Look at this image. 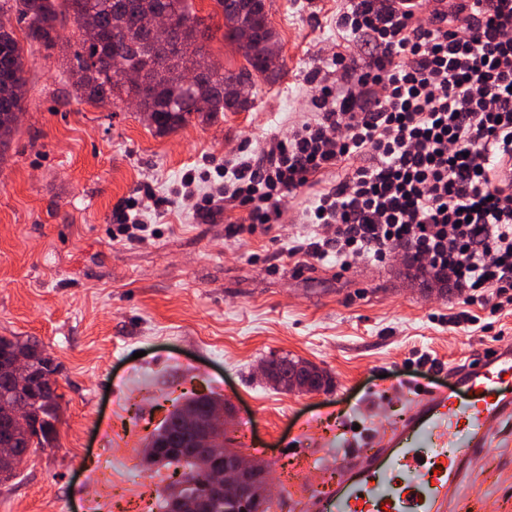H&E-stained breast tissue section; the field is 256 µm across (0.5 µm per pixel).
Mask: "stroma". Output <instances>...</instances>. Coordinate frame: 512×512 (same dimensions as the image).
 I'll use <instances>...</instances> for the list:
<instances>
[{"instance_id": "obj_1", "label": "stroma", "mask_w": 512, "mask_h": 512, "mask_svg": "<svg viewBox=\"0 0 512 512\" xmlns=\"http://www.w3.org/2000/svg\"><path fill=\"white\" fill-rule=\"evenodd\" d=\"M211 27V61L247 62L224 40L216 0H192ZM344 0H267L284 55L280 78L254 76L252 106L210 123L156 134L140 112L77 97L68 66L78 48L66 22L51 50L25 38L27 110L0 165V336L37 340L60 366L54 447L27 457L0 484V512H159L172 470L147 465L150 434L197 395L230 413L225 447L242 431L268 448L269 512H306L320 487L342 481L339 458L373 447L404 420L419 387L450 389L449 365L512 345V310L462 307L457 291L405 282L401 253L344 270L335 258L298 266L291 248L318 232L287 200L283 223L229 238L245 210L216 203L211 216L177 199L182 176L208 191L218 168L260 154L305 119L313 61L331 56ZM148 191L157 227L145 243L113 239L120 203ZM468 310L471 320L450 319ZM326 369L334 387L315 395L263 385L271 356ZM466 473L453 512H512V418Z\"/></svg>"}]
</instances>
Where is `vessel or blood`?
Instances as JSON below:
<instances>
[{"label":"vessel or blood","instance_id":"b4317fda","mask_svg":"<svg viewBox=\"0 0 512 512\" xmlns=\"http://www.w3.org/2000/svg\"><path fill=\"white\" fill-rule=\"evenodd\" d=\"M448 374L454 392L419 391L398 427L349 453L346 479L318 490L309 512H447L466 464L493 445L490 425L512 415V349L487 350Z\"/></svg>","mask_w":512,"mask_h":512}]
</instances>
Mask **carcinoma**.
I'll return each instance as SVG.
<instances>
[{"label": "carcinoma", "mask_w": 512, "mask_h": 512, "mask_svg": "<svg viewBox=\"0 0 512 512\" xmlns=\"http://www.w3.org/2000/svg\"><path fill=\"white\" fill-rule=\"evenodd\" d=\"M224 15V40L245 50L249 67L237 74L212 69L202 40L205 31L191 10L188 0H0V14L12 13L26 24L27 38L49 50L58 43V30L68 19L91 17V29H80L81 50L75 52L69 68L76 77V92L93 104L124 105L133 99L138 103L145 121L159 135L168 134L196 119L201 123L212 120L220 112L246 111L249 98L225 91L226 84H244L258 74L269 82L279 79L283 48L279 34L271 26L266 0H218ZM168 11L175 17L168 46L158 50L148 46L147 37L139 27L143 15ZM176 53L186 69L187 83L175 84L160 79L140 86L123 81L117 74L116 62L153 68ZM27 63L24 51L12 30L0 24V93L13 85L26 86ZM199 98L211 101L206 111L196 109ZM26 110L25 95L0 96V113L21 114ZM12 119L0 120V164L17 132ZM19 349L30 355L42 350L38 341L22 340L17 336H0V351ZM59 395L49 393L38 399L12 394L0 400V411L13 417L16 427L29 431L20 435L12 451L28 455L36 448H51L56 439L59 420ZM222 403L220 399L196 396L175 408L151 433L148 441H161L171 433L182 432L191 440L189 431L182 429L183 415L191 408ZM198 448H173L147 458V462L174 469L182 468V489L185 498L193 499L201 491L203 475L196 464Z\"/></svg>", "instance_id": "carcinoma-1"}]
</instances>
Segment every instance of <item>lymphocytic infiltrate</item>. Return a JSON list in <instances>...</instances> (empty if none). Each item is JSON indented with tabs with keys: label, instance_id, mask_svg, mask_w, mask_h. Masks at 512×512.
<instances>
[{
	"label": "lymphocytic infiltrate",
	"instance_id": "lymphocytic-infiltrate-1",
	"mask_svg": "<svg viewBox=\"0 0 512 512\" xmlns=\"http://www.w3.org/2000/svg\"><path fill=\"white\" fill-rule=\"evenodd\" d=\"M342 38L314 62L311 113L224 170L247 211L227 236L282 223L327 233L306 257L402 252L465 304L512 307V0H347Z\"/></svg>",
	"mask_w": 512,
	"mask_h": 512
}]
</instances>
